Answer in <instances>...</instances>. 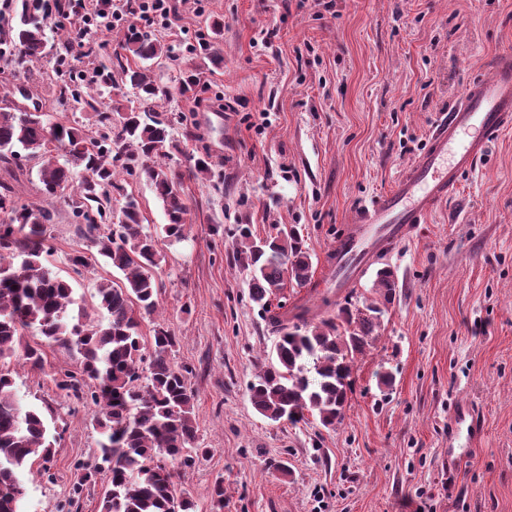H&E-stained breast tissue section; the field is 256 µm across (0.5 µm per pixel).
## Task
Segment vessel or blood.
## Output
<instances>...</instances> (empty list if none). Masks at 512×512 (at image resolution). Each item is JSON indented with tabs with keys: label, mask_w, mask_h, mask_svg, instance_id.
<instances>
[{
	"label": "vessel or blood",
	"mask_w": 512,
	"mask_h": 512,
	"mask_svg": "<svg viewBox=\"0 0 512 512\" xmlns=\"http://www.w3.org/2000/svg\"><path fill=\"white\" fill-rule=\"evenodd\" d=\"M512 130V55H499L487 78L468 81L457 102L440 113L427 148L388 192L359 204L354 231L337 239L331 257L336 285L351 287L383 248L404 239L438 203L448 199L463 174L488 144ZM485 432L479 411L469 403L453 409L448 434V476L456 478L470 448Z\"/></svg>",
	"instance_id": "b4317fda"
}]
</instances>
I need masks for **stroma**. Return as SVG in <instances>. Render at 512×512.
<instances>
[{
  "label": "stroma",
  "mask_w": 512,
  "mask_h": 512,
  "mask_svg": "<svg viewBox=\"0 0 512 512\" xmlns=\"http://www.w3.org/2000/svg\"><path fill=\"white\" fill-rule=\"evenodd\" d=\"M221 68L199 56L154 67L174 86L195 68L197 96L158 103L176 144L165 163L183 173L190 211L174 243L150 183L121 176L162 256L156 314L140 315L178 339L176 365L189 367L196 425L208 455L182 471L197 512H211L210 489L224 482V512H512V131L491 142L455 194L385 252L396 296L373 346L357 357L342 421L273 422L252 407L247 385L274 356L275 318L307 308L375 301V269L343 294L329 293L327 254L358 203L388 191L422 154L438 113L492 59L512 53V0H209L185 4L181 27H148L153 37L195 42L213 21ZM275 30L272 48L258 39ZM55 60L26 77L0 62V100L21 109L41 101L86 134L98 114L61 100ZM262 122L255 130L254 122ZM208 157L209 178L186 176L190 158ZM254 237L297 230L312 261L309 286L289 283L262 310L238 229ZM331 306H323V297ZM40 370L11 362L22 403L37 407L57 437L48 475L25 476L26 512H58L77 479L76 461L96 454L94 406L60 398L53 382L77 370V353L43 345ZM393 377L391 387L379 373ZM474 404L485 435L456 480L448 478V427L458 402Z\"/></svg>",
  "instance_id": "1"
}]
</instances>
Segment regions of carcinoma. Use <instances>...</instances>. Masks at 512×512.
I'll list each match as a JSON object with an SVG mask.
<instances>
[{
    "instance_id": "1",
    "label": "carcinoma",
    "mask_w": 512,
    "mask_h": 512,
    "mask_svg": "<svg viewBox=\"0 0 512 512\" xmlns=\"http://www.w3.org/2000/svg\"><path fill=\"white\" fill-rule=\"evenodd\" d=\"M49 28L45 0H20L0 30V55H8L18 71L55 55L56 66L64 68L59 96L77 110L96 108L104 90L121 83L136 90L139 106L99 112L92 138L55 122L39 107L1 111L0 162L17 166L23 157L41 160L43 193L67 203L79 238L95 249L89 256L74 250L69 258L73 273L80 276L101 259L122 278L99 282L100 318H89L50 260L54 247L47 225L56 220L53 206L21 203L11 187L0 184V212L10 217V223L0 224V361L17 356L43 369L42 349L23 341L31 330L44 342L82 357L79 371L59 374L55 384L66 397L98 409L96 426L104 441L94 460L78 465L81 474L69 506L103 474L107 486L100 512H196L178 483L180 470L207 454L196 444V394L185 369L171 359L175 334L159 323L146 342L137 318L140 311L157 310L160 255L135 199H126L117 224L111 207L112 193L120 189L117 176L143 174L163 203L166 236L177 241L186 234L188 207L180 177L157 163L174 144L172 125L155 115L153 104L169 95L146 66L174 58L175 48L147 34L126 40L114 53L111 70L89 92L83 90L80 70L69 63L67 42H48ZM240 245L251 275L250 298L260 307L268 308L269 297L287 281L298 287L311 283L310 258L294 230L281 229L257 241L245 228ZM375 290L384 303L392 301L396 282L391 269L377 271ZM382 314L379 303L372 302L356 311L343 307L336 317L317 323L307 309L295 314L292 324L276 319L275 361L261 367L247 386L254 409L271 421L293 424L315 412L323 426H336L348 401L356 356L377 339ZM55 443L42 413L21 403L11 372L0 369V512H21L26 489L20 473L49 462Z\"/></svg>"
}]
</instances>
